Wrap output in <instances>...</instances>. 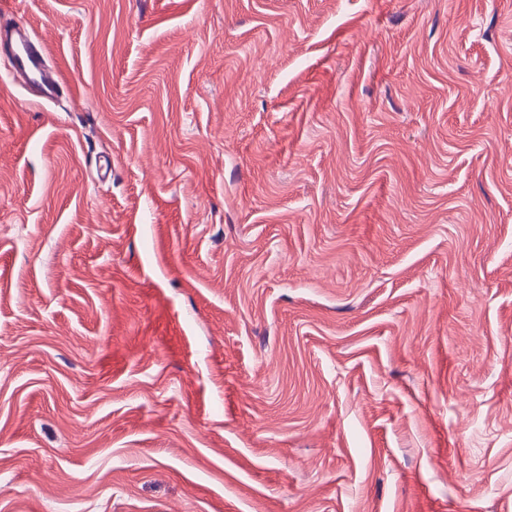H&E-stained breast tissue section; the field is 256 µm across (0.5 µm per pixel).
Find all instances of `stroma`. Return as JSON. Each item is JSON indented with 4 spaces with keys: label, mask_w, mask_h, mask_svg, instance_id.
Returning a JSON list of instances; mask_svg holds the SVG:
<instances>
[{
    "label": "stroma",
    "mask_w": 512,
    "mask_h": 512,
    "mask_svg": "<svg viewBox=\"0 0 512 512\" xmlns=\"http://www.w3.org/2000/svg\"><path fill=\"white\" fill-rule=\"evenodd\" d=\"M10 7L0 512H512V0ZM10 11L0 5V50H7L13 61V70L36 91V99H53L61 87V80L49 74L46 52L23 24L7 19Z\"/></svg>",
    "instance_id": "stroma-1"
}]
</instances>
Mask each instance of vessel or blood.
<instances>
[{
  "label": "vessel or blood",
  "mask_w": 512,
  "mask_h": 512,
  "mask_svg": "<svg viewBox=\"0 0 512 512\" xmlns=\"http://www.w3.org/2000/svg\"><path fill=\"white\" fill-rule=\"evenodd\" d=\"M8 14L0 5V50L8 51L14 72L35 89L37 98H55L61 81L50 75L44 48L25 25L10 20Z\"/></svg>",
  "instance_id": "b4317fda"
}]
</instances>
